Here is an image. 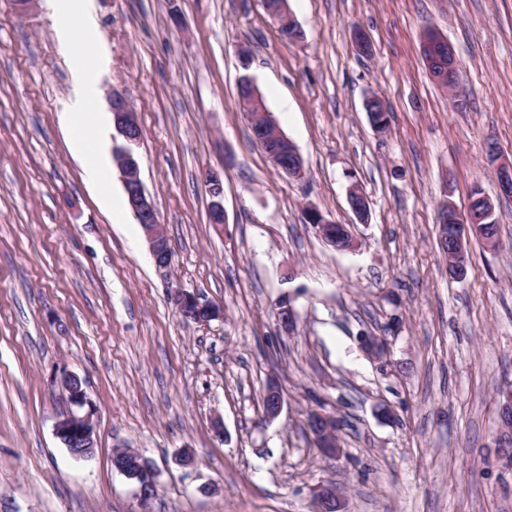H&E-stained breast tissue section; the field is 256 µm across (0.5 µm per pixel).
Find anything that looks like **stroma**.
I'll list each match as a JSON object with an SVG mask.
<instances>
[{
	"label": "stroma",
	"instance_id": "obj_1",
	"mask_svg": "<svg viewBox=\"0 0 512 512\" xmlns=\"http://www.w3.org/2000/svg\"><path fill=\"white\" fill-rule=\"evenodd\" d=\"M290 42L261 0H94L97 106L111 91L143 130L140 177L172 248V273L224 314L184 320L108 165L89 179L62 122L67 50L45 0H0V512H311L333 483L348 512H512V471L493 452L512 383V198L488 144L512 159V0H287ZM372 44L356 45L357 32ZM453 45V108L425 67L427 32ZM252 53L242 70L240 48ZM250 73L306 173L279 175L238 103ZM387 105L372 126L369 96ZM225 221H210L209 171ZM370 200L359 223L347 194ZM493 204L500 245L472 241L463 278L437 245L443 202ZM351 225L338 251L303 218ZM296 313L282 328L277 303ZM365 336L389 343L379 359ZM70 372L96 409L95 455L55 435ZM276 379L285 404L259 406ZM385 405L393 413L381 419ZM341 420L320 454L309 409ZM224 425L217 437L215 422ZM132 448L158 473L141 503L112 465ZM190 449L197 465L176 459ZM267 390V396H268V403L266 405V393H263V397L261 398L262 402V411L263 413V420L264 421H272L276 419L283 410L284 405V395L283 392L278 385V383L274 380H270L268 382V385L266 387ZM265 408V409H264Z\"/></svg>",
	"mask_w": 512,
	"mask_h": 512
}]
</instances>
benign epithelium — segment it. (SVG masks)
<instances>
[{"instance_id": "1", "label": "benign epithelium", "mask_w": 512, "mask_h": 512, "mask_svg": "<svg viewBox=\"0 0 512 512\" xmlns=\"http://www.w3.org/2000/svg\"><path fill=\"white\" fill-rule=\"evenodd\" d=\"M286 2L287 0H279L274 6L267 0L263 2L267 14L280 26L294 24L293 18L287 11ZM424 47L434 53L440 64L443 63V57H448V66L443 68L437 79L446 78L457 81L453 47L444 49L429 41L424 43ZM248 90L249 98L243 103V109L248 123L271 133V140L260 142V146L272 167L289 178H303L304 162L298 149L280 129L255 84L249 83ZM110 111L113 129L116 132L112 146L113 162L121 174L129 209L143 229L153 263L165 277L171 300L178 313L186 320L199 323L220 317L223 315L220 306L200 302L194 294L186 291L171 277V246L159 222L153 197L146 192L139 176L136 148L142 139L141 126L127 99L116 91L110 95ZM488 160L495 167L501 193H512V160L502 159L501 152L494 146L488 150ZM205 183L209 194L214 198L212 223L222 224L224 223L222 176L218 172H210L206 175ZM475 199L479 200L480 204H469L467 211L463 214L446 204L441 206L439 212L438 232L448 230L451 246L449 266L456 268L458 272L464 268L463 259L466 257L471 236L478 233L479 225L486 223L493 213L492 204L487 198L478 194ZM347 201L357 218L362 220L368 215L369 200L362 191L356 189V186L353 185L349 189ZM303 216L307 223L315 227L317 235L327 245L335 246L339 251H347L355 247L356 242L350 225L336 223L314 206L304 207ZM59 387L74 406L82 408L87 404L82 382L76 375L64 374L60 379ZM266 390L268 403L264 409L263 420L272 421L283 410L284 395L274 380L268 382ZM499 415L502 423L496 438V453L504 467L510 468L512 467V449L509 445L512 444V425L508 424V420L512 418V386L502 391ZM319 417L322 423L317 429L316 442L326 453L337 457L343 449L338 446L330 417L322 413ZM55 434L75 459L89 460L93 457L95 448L93 411L89 410L83 415L76 413L68 415L56 424ZM114 457L120 461V465L116 466L117 471L138 483L141 501L144 503L150 501L156 489V476L149 461L131 448L116 449ZM311 498L312 512H347L344 498L331 483H321L314 487Z\"/></svg>"}]
</instances>
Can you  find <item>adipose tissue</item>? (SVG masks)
Returning <instances> with one entry per match:
<instances>
[{
    "label": "adipose tissue",
    "instance_id": "adipose-tissue-1",
    "mask_svg": "<svg viewBox=\"0 0 512 512\" xmlns=\"http://www.w3.org/2000/svg\"><path fill=\"white\" fill-rule=\"evenodd\" d=\"M58 36L71 46V74L75 100L65 115L71 151L81 156L86 173L95 180L101 179L106 160L99 149L106 133L104 121L94 110L97 98L95 81L89 72L82 53L74 49L85 34L96 31L97 23L88 0H50Z\"/></svg>",
    "mask_w": 512,
    "mask_h": 512
}]
</instances>
